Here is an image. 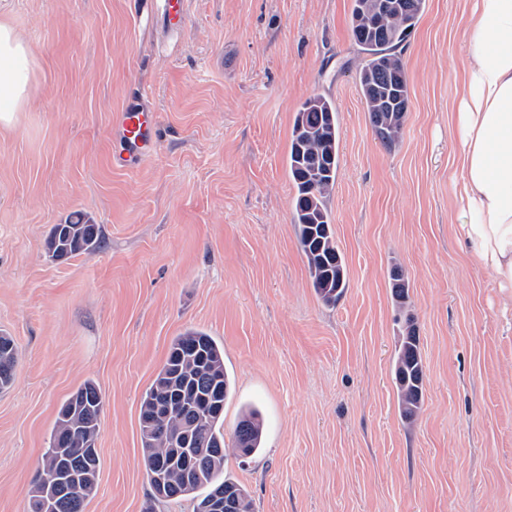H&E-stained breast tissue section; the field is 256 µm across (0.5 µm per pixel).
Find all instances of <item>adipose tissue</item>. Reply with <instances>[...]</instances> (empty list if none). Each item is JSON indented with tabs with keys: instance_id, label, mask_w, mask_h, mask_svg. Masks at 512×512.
I'll use <instances>...</instances> for the list:
<instances>
[{
	"instance_id": "adipose-tissue-1",
	"label": "adipose tissue",
	"mask_w": 512,
	"mask_h": 512,
	"mask_svg": "<svg viewBox=\"0 0 512 512\" xmlns=\"http://www.w3.org/2000/svg\"><path fill=\"white\" fill-rule=\"evenodd\" d=\"M452 127L459 147L451 175L463 251L512 296V0H477L467 26ZM33 58L16 28L0 20V127L29 102Z\"/></svg>"
}]
</instances>
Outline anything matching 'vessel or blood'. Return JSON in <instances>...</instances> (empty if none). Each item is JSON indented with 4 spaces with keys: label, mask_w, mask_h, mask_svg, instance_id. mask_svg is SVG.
I'll return each mask as SVG.
<instances>
[{
    "label": "vessel or blood",
    "mask_w": 512,
    "mask_h": 512,
    "mask_svg": "<svg viewBox=\"0 0 512 512\" xmlns=\"http://www.w3.org/2000/svg\"><path fill=\"white\" fill-rule=\"evenodd\" d=\"M112 128L118 143L112 157L116 167L135 168L158 147L157 114L147 100L130 103L115 113Z\"/></svg>",
    "instance_id": "1"
}]
</instances>
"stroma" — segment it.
Wrapping results in <instances>:
<instances>
[{
    "instance_id": "1",
    "label": "stroma",
    "mask_w": 512,
    "mask_h": 512,
    "mask_svg": "<svg viewBox=\"0 0 512 512\" xmlns=\"http://www.w3.org/2000/svg\"><path fill=\"white\" fill-rule=\"evenodd\" d=\"M473 0H427L398 52L403 134L374 135L358 83L352 0H186L177 28L142 0H5L36 59L29 105L0 131V333L19 362L0 391V512H30L58 411L104 397L85 512H195L151 503L140 400L190 329L224 349V432L249 408L260 450L226 452L253 512H512V298L460 251L448 169ZM142 95L161 129L139 168L112 165V114ZM336 108L327 209L347 284L316 294L293 222L296 113ZM81 214L95 251L47 254ZM408 283L405 307L391 272ZM413 320L422 408L400 413L394 361Z\"/></svg>"
}]
</instances>
